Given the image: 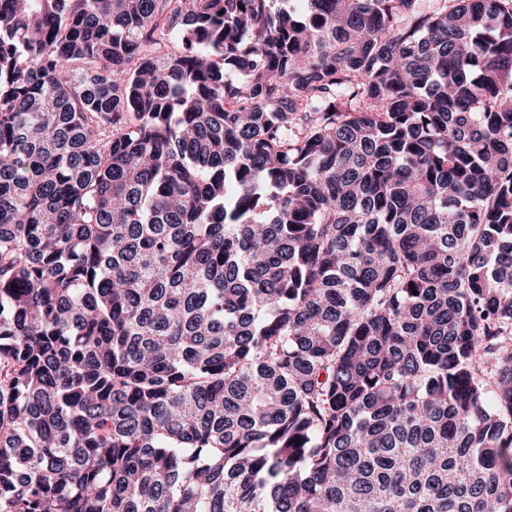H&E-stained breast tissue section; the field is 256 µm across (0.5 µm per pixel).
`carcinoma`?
<instances>
[{
    "label": "carcinoma",
    "instance_id": "carcinoma-1",
    "mask_svg": "<svg viewBox=\"0 0 512 512\" xmlns=\"http://www.w3.org/2000/svg\"><path fill=\"white\" fill-rule=\"evenodd\" d=\"M0 0V512H512V0Z\"/></svg>",
    "mask_w": 512,
    "mask_h": 512
}]
</instances>
